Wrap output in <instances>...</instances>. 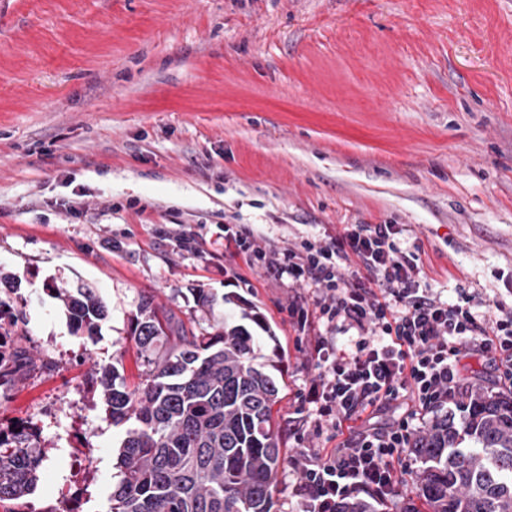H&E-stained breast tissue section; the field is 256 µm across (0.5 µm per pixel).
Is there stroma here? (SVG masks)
<instances>
[{
    "label": "stroma",
    "instance_id": "1",
    "mask_svg": "<svg viewBox=\"0 0 512 512\" xmlns=\"http://www.w3.org/2000/svg\"><path fill=\"white\" fill-rule=\"evenodd\" d=\"M385 222L442 298L512 306V0H0V273L35 358L0 389V427L44 452L35 491L0 512L72 496L109 512L127 427L94 370L137 383L147 292L199 329L224 307L196 311L195 288L274 328L289 456L314 372L287 307L314 293L226 250L224 227L275 250ZM54 282L97 290V336L72 331Z\"/></svg>",
    "mask_w": 512,
    "mask_h": 512
}]
</instances>
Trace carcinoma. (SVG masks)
Masks as SVG:
<instances>
[{
	"mask_svg": "<svg viewBox=\"0 0 512 512\" xmlns=\"http://www.w3.org/2000/svg\"><path fill=\"white\" fill-rule=\"evenodd\" d=\"M53 291L74 331L98 333L105 302L91 288ZM196 310L216 296L190 289ZM265 332L255 336L226 316L198 333L173 310L142 296L129 321L140 381L117 385V368L95 370L98 396L114 424L133 422L121 443L122 478L111 512H272L283 463L273 417L283 379L258 362L259 344L279 338L259 314L243 312ZM33 364L22 347L0 362V386ZM462 417L438 416L411 452L416 499L403 512H512V393L470 385ZM44 454L26 429L0 430V502L18 501L37 484Z\"/></svg>",
	"mask_w": 512,
	"mask_h": 512,
	"instance_id": "obj_1",
	"label": "carcinoma"
}]
</instances>
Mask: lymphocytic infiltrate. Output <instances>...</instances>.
Returning a JSON list of instances; mask_svg holds the SVG:
<instances>
[{"label":"lymphocytic infiltrate","instance_id":"1","mask_svg":"<svg viewBox=\"0 0 512 512\" xmlns=\"http://www.w3.org/2000/svg\"><path fill=\"white\" fill-rule=\"evenodd\" d=\"M404 233L396 224H347L326 244L304 239L272 254L253 231L227 237V248L262 262L268 275L319 292L314 308L288 306L299 332L317 320L328 330L307 351L316 375L297 396L314 415L291 431L296 512H336L362 494L395 498L415 463L419 422L455 406L466 385L465 357L488 358L498 382L512 384V310L482 316L474 294L445 300L423 286L418 254L400 246ZM397 402L402 414L375 423Z\"/></svg>","mask_w":512,"mask_h":512}]
</instances>
